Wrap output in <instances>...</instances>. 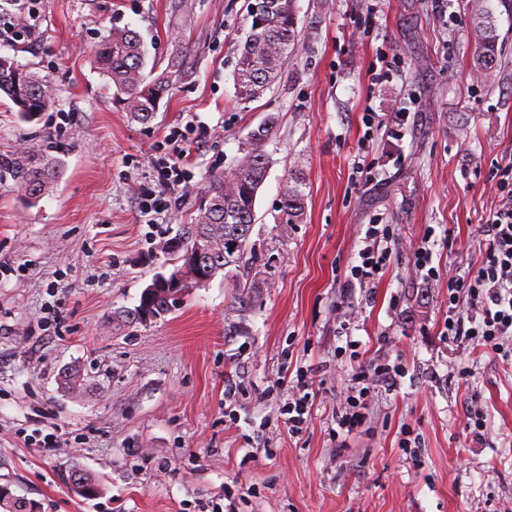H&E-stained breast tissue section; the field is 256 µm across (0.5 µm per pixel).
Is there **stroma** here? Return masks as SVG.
<instances>
[{
    "instance_id": "obj_1",
    "label": "stroma",
    "mask_w": 512,
    "mask_h": 512,
    "mask_svg": "<svg viewBox=\"0 0 512 512\" xmlns=\"http://www.w3.org/2000/svg\"><path fill=\"white\" fill-rule=\"evenodd\" d=\"M469 5L298 0L302 45L243 106L245 0H0L1 16L37 14L33 33L0 39V56L31 65L56 97L31 121L0 97V484L41 512H512V360L444 334L448 279L479 260L494 174L512 161V0L483 2L500 35L484 81L470 68ZM114 26L138 31L149 59L184 62L145 125L112 107L94 67ZM270 119L243 261L161 319L115 327L112 312L163 272V244L193 221L208 176L233 168ZM176 131L192 179L167 189L161 144ZM24 151L59 162L35 201L7 168ZM294 170L306 218L284 226ZM151 191L168 212L144 214ZM372 224L397 227L390 259L347 289ZM424 244L430 284L412 270ZM356 361L402 376L392 388L369 379L366 417L347 434L336 417ZM71 365L92 385L63 390ZM300 378L313 403L294 434L283 406ZM75 466L100 495L73 492Z\"/></svg>"
}]
</instances>
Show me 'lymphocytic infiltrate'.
<instances>
[{
	"instance_id": "f902f5d3",
	"label": "lymphocytic infiltrate",
	"mask_w": 512,
	"mask_h": 512,
	"mask_svg": "<svg viewBox=\"0 0 512 512\" xmlns=\"http://www.w3.org/2000/svg\"><path fill=\"white\" fill-rule=\"evenodd\" d=\"M498 175L499 205L483 226L482 260L464 275L449 278L444 321L449 340L496 353L504 337H512V162ZM381 241L379 229L368 227L351 279L363 285L379 276L390 258Z\"/></svg>"
}]
</instances>
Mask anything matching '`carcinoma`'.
<instances>
[{
  "label": "carcinoma",
  "mask_w": 512,
  "mask_h": 512,
  "mask_svg": "<svg viewBox=\"0 0 512 512\" xmlns=\"http://www.w3.org/2000/svg\"><path fill=\"white\" fill-rule=\"evenodd\" d=\"M474 0L471 34L482 51L473 58L474 72L484 78L498 65L495 48L499 35L495 20ZM250 27L240 43L234 72V94L240 104H249L261 97L281 74L282 65L300 44L297 0H246ZM99 74L106 79L112 105L129 113L131 120L149 123L161 103L171 97L173 79L179 76L182 60L175 54L166 66L147 63V51L140 35L128 28L114 27L103 36L97 51ZM0 94L5 95L17 112L30 119L54 102L50 85L28 67L10 58L0 62ZM274 119L251 131L243 147L240 162L226 173L209 176L201 193L197 216L192 224H182L171 241L165 243L168 260L179 261L185 268L183 284L177 292L159 288L151 296H141L132 310H119L112 320L119 326L144 325L147 320L167 313L176 293L200 287L225 268L239 263L250 246V234L256 221L255 204L268 168L264 145L271 134ZM56 163L21 156L11 163V171L21 191L31 200L40 198L55 178ZM306 183L297 172L288 180L279 207V222L300 224L306 215ZM235 240L238 247L230 251L227 242ZM68 480L76 493L93 497L101 487L90 473L74 468ZM9 512H37V504L15 498L0 486V506Z\"/></svg>",
  "instance_id": "cac0c4a2"
}]
</instances>
